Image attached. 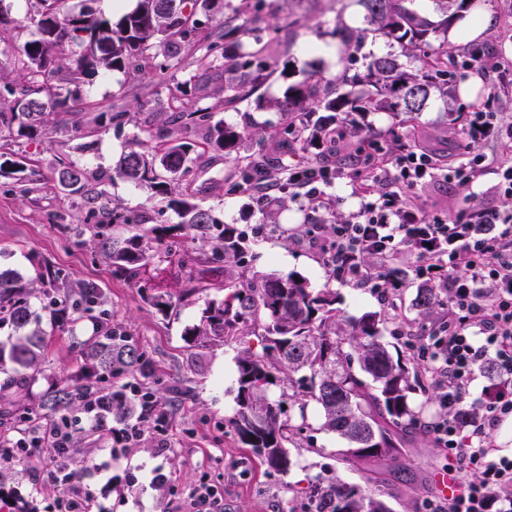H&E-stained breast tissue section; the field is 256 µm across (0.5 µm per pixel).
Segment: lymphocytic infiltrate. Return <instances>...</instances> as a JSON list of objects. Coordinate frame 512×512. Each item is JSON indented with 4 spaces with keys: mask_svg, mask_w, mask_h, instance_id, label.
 Instances as JSON below:
<instances>
[{
    "mask_svg": "<svg viewBox=\"0 0 512 512\" xmlns=\"http://www.w3.org/2000/svg\"><path fill=\"white\" fill-rule=\"evenodd\" d=\"M490 137L512 146V121L484 108L473 112L465 150L468 163L449 169L448 180L474 183L493 175L499 194L512 196V165L487 168L478 143ZM434 158L415 146L382 154L374 170L353 173L320 167H299L289 174L292 197L324 200V186L350 179L361 200L353 222L324 230L313 224L308 233L337 281H365L379 287L383 273L366 267L368 255L387 256L407 249L416 257V269L431 279H447L451 313L448 320L419 338L438 389L439 414L426 429L439 447L448 451V469L461 490L448 499L424 502L425 512H512V456L495 453L486 443L487 430L512 415V210L473 207L460 216H429L406 202L404 190L434 177ZM384 186L381 202H373L376 186ZM468 275H454L457 261ZM494 357L508 387L487 391L481 411L469 429L454 416L464 401L476 370ZM81 417L44 421L22 431L19 439L0 436V465L20 457L38 458L43 472L61 489L59 512H91L96 496L63 466L82 432L100 433L107 445L131 447L139 437L135 424L113 426L94 393L76 390Z\"/></svg>",
    "mask_w": 512,
    "mask_h": 512,
    "instance_id": "lymphocytic-infiltrate-1",
    "label": "lymphocytic infiltrate"
}]
</instances>
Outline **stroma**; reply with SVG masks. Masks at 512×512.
Instances as JSON below:
<instances>
[{"mask_svg": "<svg viewBox=\"0 0 512 512\" xmlns=\"http://www.w3.org/2000/svg\"><path fill=\"white\" fill-rule=\"evenodd\" d=\"M497 23L480 41L487 52L501 61L512 63V0H481ZM292 22L284 31V22ZM349 30L364 28L363 9L356 0H267L255 20L247 24V43L277 40L279 46L269 60L270 77L259 89L264 99L282 97L289 84L303 80L316 71L329 78L363 72L373 59L397 54L406 69H414L413 58L401 55L398 45L382 37L362 38L358 50L339 51L337 25ZM320 41L336 47L335 59L303 53L306 42ZM477 79L475 96L465 99L453 94L451 102L432 98L426 112L415 121L390 112H355L349 117L348 134L343 143L329 147L325 164L337 168L356 154L357 130H372L382 135L418 137L439 159L454 151L462 134L451 126L444 112L446 105L469 112L484 105L489 86ZM169 80L154 70L115 71L109 77L95 78L85 85V92L99 103L101 111L116 108L126 113L124 125L102 129L93 136L52 133L41 141L20 138L0 147V157L13 158L15 153H31L46 175L47 182L35 197H21L0 186V269L18 273L22 278L34 275V266L46 263L63 270L70 285L87 281L97 283L103 291L104 307L148 353L153 376L159 380L162 403L170 412L166 435H159L154 424L139 423L140 438L128 451L113 455L105 445L94 443L92 436L78 440V450L68 466L77 479L98 491L102 512H168L174 500L201 475H209L224 498V512H303V491L309 478L335 470L347 482H359L358 473L338 466L332 454L341 448L340 439L324 432L316 407H309L306 438L314 451L291 449L295 462L283 475L262 463L252 449L242 445L234 434L231 419L236 410V344L193 346L183 337L186 327L198 323L207 301L225 296L223 276L212 278L211 285L190 296H183L178 281L181 268L172 266L162 287L171 295L175 312L163 315L147 304L145 292L132 281L117 277L112 263L92 246L93 232L83 216L64 197L49 175L57 159L63 158L107 176L106 190L119 211L147 210L150 222L178 224L177 214L166 199L153 196L148 188L113 178L112 171L131 141L154 147L160 137H173L175 130L167 124L164 110L169 97ZM150 95L158 116L146 121L137 102L138 96ZM223 89L211 92L209 102L220 107L227 125L239 131H267L276 138L288 136V128L297 123V115L277 109L257 108L254 100L236 107L222 106ZM196 180L187 192L195 203L223 215L225 223L234 225L241 237L244 259L253 271L278 277L299 275L315 289L330 288L336 294L339 318L355 319L367 312L396 311L398 321L387 324L382 341L387 346L408 350L419 328L420 318L413 305L419 288L426 280L415 272V257L407 250L379 258L370 257L369 266L387 272H404L405 278L391 302H383L364 284L336 282L322 255L307 233L309 224L320 222L325 213L316 201L308 198L282 199L267 208H258L253 194L231 192L236 179L234 161L223 152L202 150L195 163ZM414 196L432 216H452L469 207L512 208V199L500 197L490 180L474 184L448 182L437 176L414 189ZM70 216L69 228H61L56 217ZM41 296H33L31 306L40 315L44 333L45 364L29 387L31 400H38L51 381L59 378L78 380L84 373L85 360L80 353L84 340L97 336V327L84 323L75 331L59 327L42 310ZM411 463L409 478H390L387 490L392 496L393 512H423L422 503L434 497L433 473L445 467L448 453L427 436H419L406 448ZM162 469L166 482L150 479L153 469ZM9 490L6 512H55L58 489L48 482L39 461L20 460L0 478Z\"/></svg>", "mask_w": 512, "mask_h": 512, "instance_id": "obj_1", "label": "stroma"}]
</instances>
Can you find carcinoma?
<instances>
[{
    "label": "carcinoma",
    "instance_id": "cac0c4a2",
    "mask_svg": "<svg viewBox=\"0 0 512 512\" xmlns=\"http://www.w3.org/2000/svg\"><path fill=\"white\" fill-rule=\"evenodd\" d=\"M259 2L224 0V7L244 16L257 12ZM358 2L370 31L398 44L402 53L419 62L418 69L404 70L398 56L389 53L372 59L361 76L334 80L312 74L288 86L278 100L257 98V107L287 114L312 104L316 117L297 132L288 130L289 146L272 149L267 137L251 138L250 153L235 157L238 182L254 185L264 174L287 189L291 146L302 152V164L314 165L323 160L317 148L325 131L352 112H402L415 120L427 109L434 92L448 97V83L458 65L468 66L484 55V50L470 46L456 55L448 53V29L465 16L473 0H436L438 20L409 9L407 0ZM35 4L36 37L17 47L16 76L0 75L1 140L34 139L69 129L91 136L104 127L121 126L123 111L100 112L88 128L76 124L60 128L52 119L58 109L69 113L95 108L83 96V86L114 70L150 66L175 73L193 67L208 71L224 60V105L229 107L253 96L266 79L264 55L270 47L246 45V24L232 26L219 20L202 31L199 14L213 10L215 0H137L133 10L115 21L78 10L68 0H35ZM15 29L16 21L0 11L1 46L14 48ZM434 47L438 48L435 61L424 60L420 52ZM235 59L255 67L249 81L232 76L229 61ZM186 87L187 83L177 82L168 104L179 137L150 152L134 143L115 169L119 177L169 197L181 218L177 226L150 224L143 214L131 217L117 212L109 206L102 182L84 166L62 160L53 179L66 195L77 199L76 206L91 220L96 249L112 261L118 277L134 281L141 269L159 265L165 257L170 264H187L185 257L172 259L175 237L208 246L210 256L185 278L183 293L192 294L199 290V283L227 264L241 263L240 236L214 211L192 203L187 194L174 196V190L191 176V153L197 144L230 153L238 149L243 134L224 126L204 97L185 105ZM397 147L395 141H381L368 132L360 136L358 152H389ZM0 177L12 181L24 196L37 191L44 181L32 159L25 156L0 163ZM65 280L62 270L46 265L37 267L35 279L26 283L18 275L0 272V326L8 324L18 333L8 353L0 349V372L11 369L23 375L41 369L43 337L30 297L37 283L58 287ZM224 288L228 290L224 300L208 302L199 323L186 328L184 336L187 342L202 346L242 342L249 335L258 338L261 350L245 346L237 359V410L231 424L239 441L268 468L288 473L293 466L288 445L309 427L307 408L313 403L322 417L321 429L345 443L337 451L338 459L361 470L364 484L317 475L305 490L304 512H392L390 494L371 476L372 467L395 462L402 455L405 433L420 414L410 401L420 380L410 372L404 352H392L381 342V319L365 313L341 326L336 293L309 288L299 275L281 278L245 268L235 277L224 275ZM101 305L100 286L86 282L54 297L49 314L70 331L86 319L105 325L103 335L84 344L82 355L88 364L87 381L99 388L100 406L112 413V420L121 422L132 413L125 388L141 391L156 402L159 391L144 380L148 358L143 348L121 325L111 322ZM442 306L433 287L419 289L414 299V307L425 318ZM273 387L279 389L276 397L270 394ZM73 389L70 383L56 381L43 392L39 405L22 410L3 407L0 419L12 415L17 422L35 421L73 411L77 409ZM287 405L297 407V414H286Z\"/></svg>",
    "mask_w": 512,
    "mask_h": 512
}]
</instances>
